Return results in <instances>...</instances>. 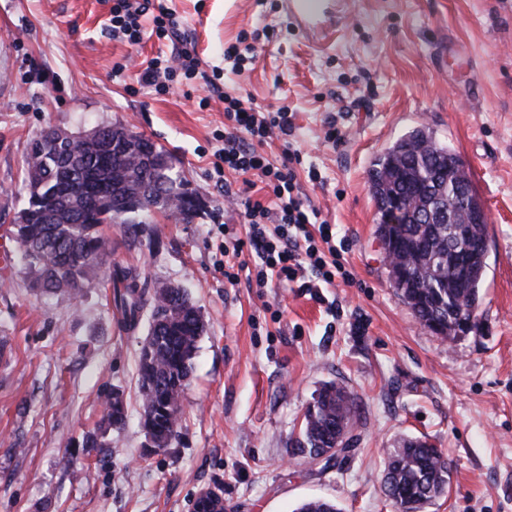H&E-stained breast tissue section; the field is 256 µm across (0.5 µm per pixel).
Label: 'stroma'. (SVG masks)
Wrapping results in <instances>:
<instances>
[{
    "label": "stroma",
    "mask_w": 512,
    "mask_h": 512,
    "mask_svg": "<svg viewBox=\"0 0 512 512\" xmlns=\"http://www.w3.org/2000/svg\"><path fill=\"white\" fill-rule=\"evenodd\" d=\"M166 3L224 93L292 112L299 196L334 225L353 281L228 283L224 253L245 232L213 165L221 95L199 80L166 95L140 85L146 60L174 46L113 39L112 0H0V241L15 245L26 149L51 127L127 125L168 153L206 204L191 224L159 214L110 230L120 266L185 289L206 325L179 433L155 454L144 451L137 388L146 324L126 328L103 281L74 299L8 269L0 512H190L215 484L228 512H295L313 498L395 512L381 487L388 453L422 436L450 462L447 494L423 512H512V0H348L325 40L301 33L278 0ZM243 33L257 58L236 73L224 48ZM419 126L466 163L488 225L479 324L452 343L391 288L375 234L371 163ZM329 382L355 397L358 422L348 453L312 464L293 445ZM112 389L127 416L111 428L100 394ZM88 433L101 447H83Z\"/></svg>",
    "instance_id": "obj_1"
}]
</instances>
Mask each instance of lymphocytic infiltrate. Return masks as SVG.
<instances>
[{"instance_id":"1","label":"lymphocytic infiltrate","mask_w":512,"mask_h":512,"mask_svg":"<svg viewBox=\"0 0 512 512\" xmlns=\"http://www.w3.org/2000/svg\"><path fill=\"white\" fill-rule=\"evenodd\" d=\"M151 20L158 38L178 46L176 59L153 58L140 72L139 84L156 93L169 92L177 77L207 79L195 49L181 43V22L175 11L165 5L149 6L147 0H113L110 18L112 34L128 45L139 44L144 36V20ZM293 123L287 107L263 109L232 95L224 97L225 169L242 176L241 186L225 187V197L240 201L248 226L246 241L236 244L234 262L225 264L224 277L231 283L247 280L266 287L269 280L301 283L305 288L333 284L346 270L333 245L332 226L317 222L316 211L306 209L298 197L296 167L298 151L285 149L281 164L272 163L263 150L273 135L288 137ZM258 175L272 198L271 205L251 201L250 175ZM255 263H248V256Z\"/></svg>"}]
</instances>
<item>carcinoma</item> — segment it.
<instances>
[{"instance_id":"carcinoma-1","label":"carcinoma","mask_w":512,"mask_h":512,"mask_svg":"<svg viewBox=\"0 0 512 512\" xmlns=\"http://www.w3.org/2000/svg\"><path fill=\"white\" fill-rule=\"evenodd\" d=\"M51 131L30 142L24 159L29 188L24 223L15 225L14 239L32 287L52 294L79 297L103 270L113 271V303L127 325L138 322L151 307L145 344L140 347L138 383L142 397L141 425L151 447L164 450L178 433L181 399L188 387L194 355L204 325L187 293L168 297L139 286L140 274L112 265V241L104 227L140 223L159 213L190 222L204 209L200 199L185 190L170 156L143 134L122 124L108 126L102 139L75 138L57 148ZM369 182L378 221L376 237L395 258L388 275H398L396 292L418 322H435L441 337L454 341L476 327L485 277L488 248L486 218L474 199L475 223L465 225L476 244L468 264L458 268L448 261L451 225L428 222L425 190L442 203L455 188L472 185L459 155L437 140L434 132L418 127L397 139L373 162ZM409 204L401 223L391 224L385 208L394 200ZM470 321L468 328L461 319ZM109 425L120 426L126 417L124 400L103 395ZM355 398L343 387L327 383L304 414L298 454L315 461L313 449L329 448L332 427L355 425ZM448 457L428 441L405 439L388 456L382 477L384 493L421 512L448 486ZM298 512H340L335 502L308 500Z\"/></svg>"}]
</instances>
